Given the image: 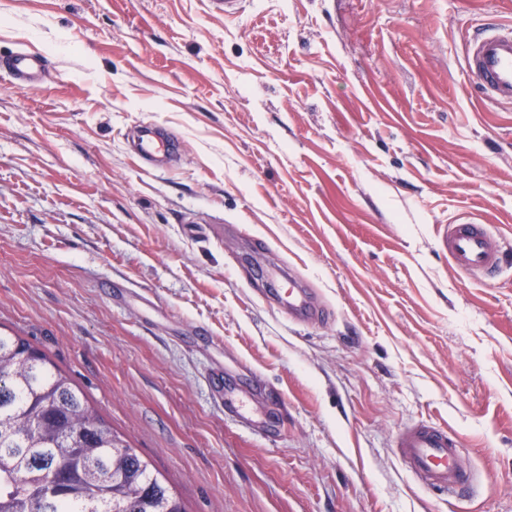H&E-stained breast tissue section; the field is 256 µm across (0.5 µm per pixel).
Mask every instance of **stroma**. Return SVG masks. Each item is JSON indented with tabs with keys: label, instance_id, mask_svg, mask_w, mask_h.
<instances>
[{
	"label": "stroma",
	"instance_id": "35a3bbf8",
	"mask_svg": "<svg viewBox=\"0 0 512 512\" xmlns=\"http://www.w3.org/2000/svg\"><path fill=\"white\" fill-rule=\"evenodd\" d=\"M492 17L512 0H0V59L50 62L36 91L0 69V329L187 512H512V261L482 280L439 247L470 216L512 252V106L462 67ZM285 264L328 321L266 303ZM416 420L457 431L464 488L406 470ZM138 152L143 157H161L171 161L176 156L177 146L172 134L157 124L139 126Z\"/></svg>",
	"mask_w": 512,
	"mask_h": 512
}]
</instances>
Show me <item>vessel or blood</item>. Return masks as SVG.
Instances as JSON below:
<instances>
[{
	"label": "vessel or blood",
	"mask_w": 512,
	"mask_h": 512,
	"mask_svg": "<svg viewBox=\"0 0 512 512\" xmlns=\"http://www.w3.org/2000/svg\"><path fill=\"white\" fill-rule=\"evenodd\" d=\"M463 64L467 78L486 100L512 105V25L481 24L465 38ZM0 65L21 89L33 91L41 84L47 59L22 48ZM137 147L144 157L168 160L177 153L171 133L152 123L140 125ZM441 245L452 268L460 273L491 277L506 262L487 225L476 220L446 225ZM286 279L287 288L274 302L287 309L289 319L305 324L323 318L314 289L295 274H287ZM397 448L409 471L426 487L457 490L468 479L460 464L459 437L453 429L426 421L410 423L400 432Z\"/></svg>",
	"instance_id": "b4317fda"
}]
</instances>
